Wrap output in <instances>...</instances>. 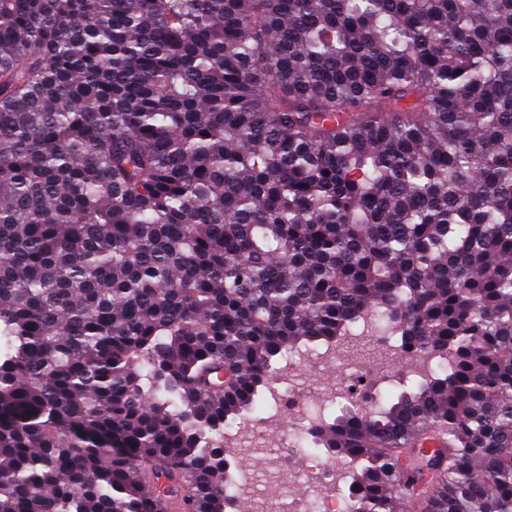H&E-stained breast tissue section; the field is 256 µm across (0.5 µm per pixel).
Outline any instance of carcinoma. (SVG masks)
I'll list each match as a JSON object with an SVG mask.
<instances>
[{
    "label": "carcinoma",
    "mask_w": 512,
    "mask_h": 512,
    "mask_svg": "<svg viewBox=\"0 0 512 512\" xmlns=\"http://www.w3.org/2000/svg\"><path fill=\"white\" fill-rule=\"evenodd\" d=\"M374 330L438 363L303 432L349 512H512V0H0V512H227Z\"/></svg>",
    "instance_id": "obj_1"
}]
</instances>
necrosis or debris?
<instances>
[{
  "mask_svg": "<svg viewBox=\"0 0 512 512\" xmlns=\"http://www.w3.org/2000/svg\"><path fill=\"white\" fill-rule=\"evenodd\" d=\"M368 342V352L350 358L337 348L293 357L271 382L264 415L225 429V447L255 460L238 471L232 488L253 512H348L346 464L302 452L300 435L331 403L369 408L372 385L417 376L429 367L421 358L398 360L389 337L372 336ZM329 369L332 379L321 381ZM289 468L301 471L302 484L286 478Z\"/></svg>",
  "mask_w": 512,
  "mask_h": 512,
  "instance_id": "1",
  "label": "necrosis or debris"
}]
</instances>
